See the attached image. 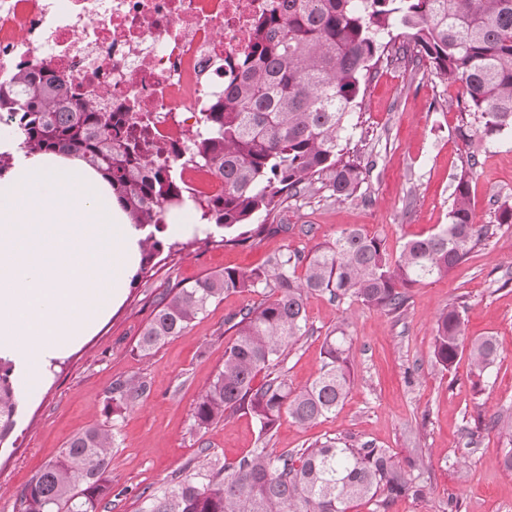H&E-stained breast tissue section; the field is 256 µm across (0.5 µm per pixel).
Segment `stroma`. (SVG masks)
<instances>
[{"mask_svg": "<svg viewBox=\"0 0 512 512\" xmlns=\"http://www.w3.org/2000/svg\"><path fill=\"white\" fill-rule=\"evenodd\" d=\"M462 97L459 85L429 66H380L358 99V125L341 138L354 146L365 172L359 198L340 203L318 188L288 199L279 215L288 233L238 247L224 246L223 229L213 225L209 244L164 230L170 248L159 263L127 283L121 303L59 358L36 394L26 392L21 369H14L18 406L11 433L0 441V512H19L17 496L32 476L95 425L115 434L108 467L113 495L102 512H139L141 492L163 491L172 477L203 463H237L255 448L254 417L238 414L201 430L192 414L224 364L225 318L257 302V294L213 302L182 336L146 354L138 340L160 295L227 267H262L277 252L310 254L349 227L381 236L390 252H399L407 240L448 224L455 178L465 170L477 222L493 223L498 205L512 204V133L483 145L478 166L469 169L468 149L453 134L466 116ZM461 296L467 338L495 337L501 354L478 385L467 360L444 370L433 358L436 316ZM306 314L307 333L280 373L296 389L311 382L324 362L325 336L342 325L352 342L354 385L336 412L313 424L281 417L270 452L351 437L389 449L399 463L416 460L409 474L424 496L386 508L363 502L351 512H448L452 498L460 512H512V476L500 467L505 443L489 424L497 413L512 418V228L496 229L448 277L412 288L402 314L324 293L308 296ZM128 379L146 382L149 395L122 415H106L113 383Z\"/></svg>", "mask_w": 512, "mask_h": 512, "instance_id": "obj_1", "label": "stroma"}]
</instances>
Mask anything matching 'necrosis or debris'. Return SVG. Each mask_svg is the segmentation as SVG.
Instances as JSON below:
<instances>
[{"mask_svg":"<svg viewBox=\"0 0 512 512\" xmlns=\"http://www.w3.org/2000/svg\"><path fill=\"white\" fill-rule=\"evenodd\" d=\"M274 0H0V79L44 62L64 91L183 141Z\"/></svg>","mask_w":512,"mask_h":512,"instance_id":"4bbe7bcc","label":"necrosis or debris"}]
</instances>
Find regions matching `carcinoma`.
<instances>
[{"mask_svg":"<svg viewBox=\"0 0 512 512\" xmlns=\"http://www.w3.org/2000/svg\"><path fill=\"white\" fill-rule=\"evenodd\" d=\"M410 31L412 51L403 59L429 66L463 89L474 122L454 134L479 163L475 137L491 141L512 130V0H281L255 22L256 39L238 61L224 100L200 113L193 138L172 149L180 162L160 163L149 148L147 126L87 97L67 96L37 67L14 83L0 82V114L31 152L77 156L112 186V196L136 227L140 272L164 249L157 234L165 215L192 201L200 220L224 229V245H238L288 231L273 224L283 200L329 182L338 201L357 197L363 169L344 159L341 131L351 122L363 78L375 68L392 29ZM208 168L224 181V194L197 196L178 167ZM489 234L475 221L469 176L457 178L450 222L391 254L385 240L345 229L310 255L275 253L267 267L235 268L169 290L146 324L139 348L148 354L186 331L224 294L261 292L262 299L224 320L230 339L224 365L197 401L198 429L245 413L260 424L261 446L234 465L201 466L161 493L143 496L141 512H348L357 502L420 497L423 491L388 450L336 437L274 455L266 443L286 413L308 425L336 411L352 387L350 338L343 328L325 337L324 362L306 387L293 390L273 377L306 328L310 292L349 299L388 314L402 313L410 288L448 276ZM464 307L450 304L434 324L435 364L452 368L467 355L480 381L500 357L496 339L466 341ZM13 363L0 356V437L14 424L18 400L10 381ZM144 382L112 385L108 413L118 415L145 395ZM114 444L112 429L93 426L69 441L21 491L20 512H98L112 497L105 476Z\"/></svg>","mask_w":512,"mask_h":512,"instance_id":"carcinoma-1","label":"carcinoma"}]
</instances>
